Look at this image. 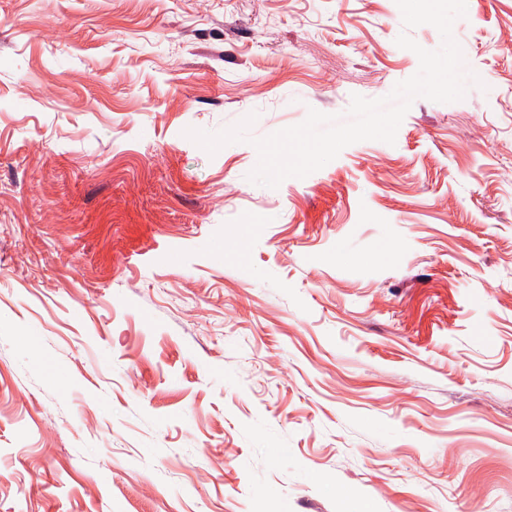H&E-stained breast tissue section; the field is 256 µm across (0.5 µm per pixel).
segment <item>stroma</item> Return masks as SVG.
Masks as SVG:
<instances>
[{"mask_svg":"<svg viewBox=\"0 0 512 512\" xmlns=\"http://www.w3.org/2000/svg\"><path fill=\"white\" fill-rule=\"evenodd\" d=\"M395 0H0V512H512V0L278 188L246 142L419 60Z\"/></svg>","mask_w":512,"mask_h":512,"instance_id":"stroma-1","label":"stroma"}]
</instances>
